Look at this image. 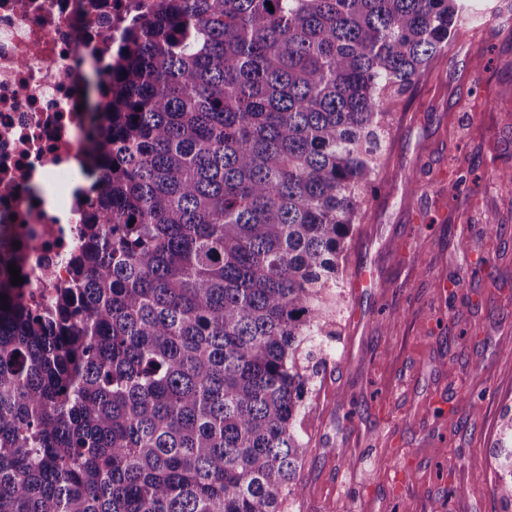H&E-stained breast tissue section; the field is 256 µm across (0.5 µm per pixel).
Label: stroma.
<instances>
[{
    "instance_id": "35a3bbf8",
    "label": "stroma",
    "mask_w": 512,
    "mask_h": 512,
    "mask_svg": "<svg viewBox=\"0 0 512 512\" xmlns=\"http://www.w3.org/2000/svg\"><path fill=\"white\" fill-rule=\"evenodd\" d=\"M472 2L454 61L393 108L291 512H502L492 452L512 411V184L496 173L512 166V0ZM363 266L374 293L351 286Z\"/></svg>"
}]
</instances>
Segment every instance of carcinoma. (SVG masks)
<instances>
[{
    "label": "carcinoma",
    "instance_id": "obj_1",
    "mask_svg": "<svg viewBox=\"0 0 512 512\" xmlns=\"http://www.w3.org/2000/svg\"><path fill=\"white\" fill-rule=\"evenodd\" d=\"M463 0H152L94 73L73 287L0 309V512H287L391 105ZM493 457L512 508V415Z\"/></svg>",
    "mask_w": 512,
    "mask_h": 512
}]
</instances>
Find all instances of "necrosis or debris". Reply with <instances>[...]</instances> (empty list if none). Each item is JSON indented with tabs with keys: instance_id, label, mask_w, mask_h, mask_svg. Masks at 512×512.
<instances>
[{
	"instance_id": "1",
	"label": "necrosis or debris",
	"mask_w": 512,
	"mask_h": 512,
	"mask_svg": "<svg viewBox=\"0 0 512 512\" xmlns=\"http://www.w3.org/2000/svg\"><path fill=\"white\" fill-rule=\"evenodd\" d=\"M142 0H0V235L17 243L28 307L72 280L84 198L71 176L85 162L87 116L76 105L85 64L110 70L111 46ZM53 192L47 204L35 183Z\"/></svg>"
}]
</instances>
